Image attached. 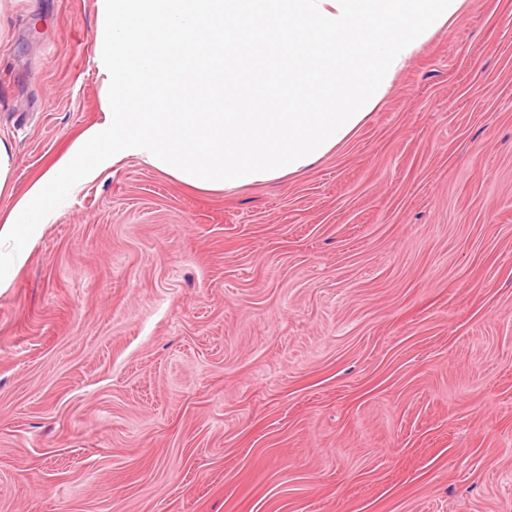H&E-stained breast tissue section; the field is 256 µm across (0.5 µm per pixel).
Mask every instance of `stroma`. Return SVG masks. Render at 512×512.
Listing matches in <instances>:
<instances>
[{
  "label": "stroma",
  "instance_id": "stroma-1",
  "mask_svg": "<svg viewBox=\"0 0 512 512\" xmlns=\"http://www.w3.org/2000/svg\"><path fill=\"white\" fill-rule=\"evenodd\" d=\"M18 188L100 121L95 0H16ZM0 293V512H512V0L304 175L137 160Z\"/></svg>",
  "mask_w": 512,
  "mask_h": 512
}]
</instances>
